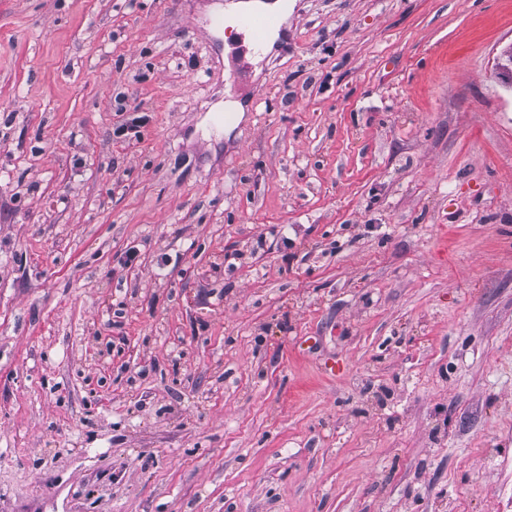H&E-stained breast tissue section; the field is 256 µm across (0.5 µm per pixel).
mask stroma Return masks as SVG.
Returning a JSON list of instances; mask_svg holds the SVG:
<instances>
[{"label": "stroma", "mask_w": 512, "mask_h": 512, "mask_svg": "<svg viewBox=\"0 0 512 512\" xmlns=\"http://www.w3.org/2000/svg\"><path fill=\"white\" fill-rule=\"evenodd\" d=\"M212 2L0 0V512H512V0ZM240 2H250L242 0ZM240 2H231L228 4L214 3L209 6L210 12L223 11L229 16L236 15L241 8L251 7L252 5L263 10L271 11L278 14L282 20L287 16L288 6L282 2H274L271 4L253 3L243 4ZM270 12H260L251 9L242 10L237 18L238 26L241 30V36L246 38L249 44L260 47L270 30L277 25V16Z\"/></svg>", "instance_id": "1"}]
</instances>
